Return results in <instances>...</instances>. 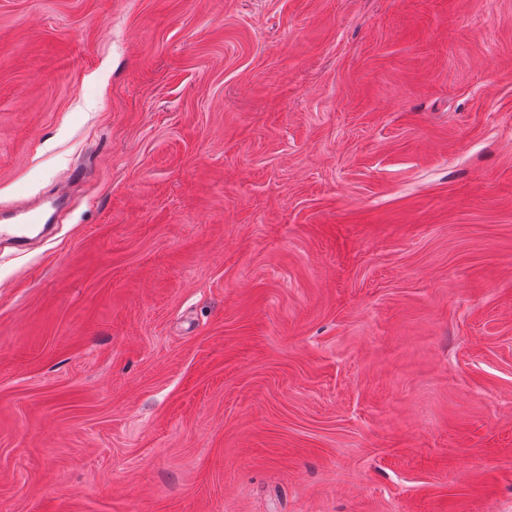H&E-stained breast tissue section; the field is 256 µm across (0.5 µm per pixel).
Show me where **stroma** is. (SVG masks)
Segmentation results:
<instances>
[{"mask_svg": "<svg viewBox=\"0 0 512 512\" xmlns=\"http://www.w3.org/2000/svg\"><path fill=\"white\" fill-rule=\"evenodd\" d=\"M60 184L0 512H512V0H0V212Z\"/></svg>", "mask_w": 512, "mask_h": 512, "instance_id": "stroma-1", "label": "stroma"}]
</instances>
